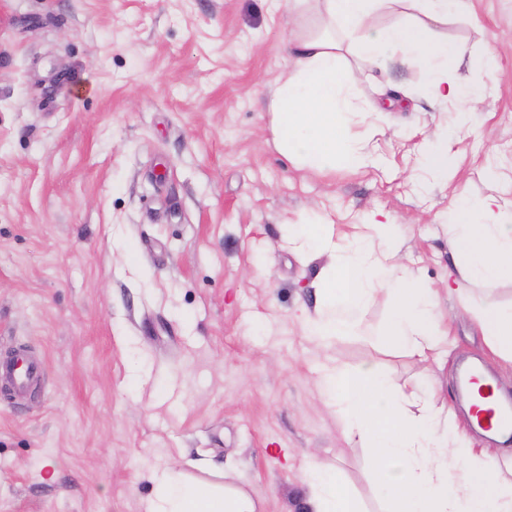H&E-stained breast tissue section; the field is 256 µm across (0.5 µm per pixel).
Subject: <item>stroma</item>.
<instances>
[{"label":"stroma","mask_w":512,"mask_h":512,"mask_svg":"<svg viewBox=\"0 0 512 512\" xmlns=\"http://www.w3.org/2000/svg\"><path fill=\"white\" fill-rule=\"evenodd\" d=\"M435 32L460 49L454 79L484 89L470 126L419 63L352 56L373 162L313 172L272 143L285 0H0V356L46 366L32 394L0 388V512H145L151 473L190 461L260 512H305L313 454L383 512L367 450L324 403L323 356L432 385L467 432L461 363L512 395V364L444 295L457 192L512 205V0H469ZM434 135L444 176L417 162ZM380 214L442 292L435 361L386 340L385 296L364 316L373 338L307 334L328 258L290 253L287 225L352 234Z\"/></svg>","instance_id":"obj_1"}]
</instances>
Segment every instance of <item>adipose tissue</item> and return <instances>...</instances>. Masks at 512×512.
Masks as SVG:
<instances>
[{
	"mask_svg": "<svg viewBox=\"0 0 512 512\" xmlns=\"http://www.w3.org/2000/svg\"><path fill=\"white\" fill-rule=\"evenodd\" d=\"M329 24L339 26L352 51L386 65L389 55L421 58L425 87L432 97L453 102L461 120L481 90L461 86L448 75L454 46L434 40L431 23L464 9V0H417L421 20L402 19L378 29L373 14L386 0H322ZM336 37L294 24L288 37L292 67L271 93L277 149L311 170L368 163L363 146L370 131L355 132L343 120L355 83L343 63ZM456 211L478 214L479 223L452 224L448 244L455 256L448 295L478 325L487 345L512 363V306L503 307L491 291L512 283V211L460 192ZM286 241L298 256L328 254L320 275L321 306L309 320V334L320 344L359 330L363 313L379 295H390L391 342L408 356L428 362L447 335L437 291L400 261L393 224L374 222L335 237L326 224H292ZM318 379L334 408L347 442L370 454L389 503L387 512H512V481L500 479L484 449L460 433L451 410L427 388L397 387L374 367H346L324 359ZM155 496L146 512H258L253 497L234 482L211 481L179 467L155 470ZM309 512H362L334 467L310 458L303 472Z\"/></svg>",
	"mask_w": 512,
	"mask_h": 512,
	"instance_id": "obj_1",
	"label": "adipose tissue"
}]
</instances>
